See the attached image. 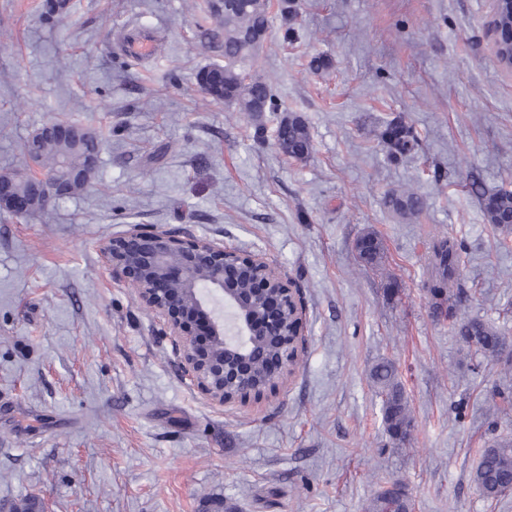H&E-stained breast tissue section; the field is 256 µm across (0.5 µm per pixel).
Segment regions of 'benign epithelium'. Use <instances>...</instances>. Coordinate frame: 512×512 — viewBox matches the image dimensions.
<instances>
[{
  "mask_svg": "<svg viewBox=\"0 0 512 512\" xmlns=\"http://www.w3.org/2000/svg\"><path fill=\"white\" fill-rule=\"evenodd\" d=\"M95 161L32 176L35 194L61 198L90 182ZM112 279L135 288L179 360L183 379L224 407L264 393L290 372L305 344L296 289L264 256L207 238L191 243L157 226L132 224L100 245Z\"/></svg>",
  "mask_w": 512,
  "mask_h": 512,
  "instance_id": "benign-epithelium-1",
  "label": "benign epithelium"
}]
</instances>
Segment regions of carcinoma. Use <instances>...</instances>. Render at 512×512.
<instances>
[{"label":"carcinoma","mask_w":512,"mask_h":512,"mask_svg":"<svg viewBox=\"0 0 512 512\" xmlns=\"http://www.w3.org/2000/svg\"><path fill=\"white\" fill-rule=\"evenodd\" d=\"M294 0H282L281 16L283 39L294 34L288 22L294 16ZM499 30L503 43L512 38V10L508 4L499 6ZM269 0H236L235 7L224 14L221 22L224 35V63L204 67L196 75L197 84L204 95L222 103L231 112L252 116L263 112L279 111L273 85L264 77L243 69L246 61L258 59L269 29ZM77 138L58 140L28 139L22 148L25 156H41L47 174L55 172L60 158L72 165H81L88 155L101 150V136L93 129L81 128ZM390 154L405 155L417 145V138L402 118L395 117L386 124L382 133ZM275 145L280 153L297 161L305 160L313 150L311 135L304 120L297 115L283 116L277 125ZM12 195L29 193L27 176L20 171L4 173L0 190ZM471 192L481 197L486 222L504 237L512 236V190L484 192L471 186ZM393 212L409 216L425 207L424 199L415 192H393L385 199ZM466 246L464 241L442 236L432 244L428 268L431 273L427 288L434 311L445 310L454 320L457 341L466 353L512 371V337L498 330L478 316H460L458 312L468 300L467 289L461 279V266ZM358 261L366 267H377L383 258V244L373 232L367 231L355 241ZM369 378L380 399L385 431L397 446L409 443L416 425L407 396L399 380L398 369L389 359L377 361L369 371ZM486 403L492 415L508 414L512 409V388L494 389ZM473 482L480 494L488 500H497L512 488V438L498 437L484 449L473 473ZM366 512H413V500L407 484L395 479L382 487L367 503Z\"/></svg>","instance_id":"carcinoma-1"}]
</instances>
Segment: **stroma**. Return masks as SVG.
Listing matches in <instances>:
<instances>
[{
  "label": "stroma",
  "mask_w": 512,
  "mask_h": 512,
  "mask_svg": "<svg viewBox=\"0 0 512 512\" xmlns=\"http://www.w3.org/2000/svg\"><path fill=\"white\" fill-rule=\"evenodd\" d=\"M0 0V172L49 120L103 132L95 179L26 217L0 209V512L27 498L48 512H364L391 478L413 512H512L472 474L504 375L461 350L427 299L437 237L464 240L465 307L512 334V247L497 246L472 178L512 190V73L490 52L491 0H298L284 41L271 10L254 66L279 115L301 116L313 150L280 154L279 115L207 98L197 72L224 60L205 39L211 0ZM164 53L126 54L131 38ZM331 58L309 69L311 56ZM403 117L418 144L391 160L381 134ZM426 203L399 218L390 191ZM132 224L180 229L263 254L301 292L306 345L277 393L218 407L182 380L168 339L102 240ZM375 232L385 257L360 267ZM395 361L415 419L393 449L368 373ZM355 252L363 266L378 267L383 258L382 241L374 232L367 231L355 241Z\"/></svg>",
  "instance_id": "1"
}]
</instances>
